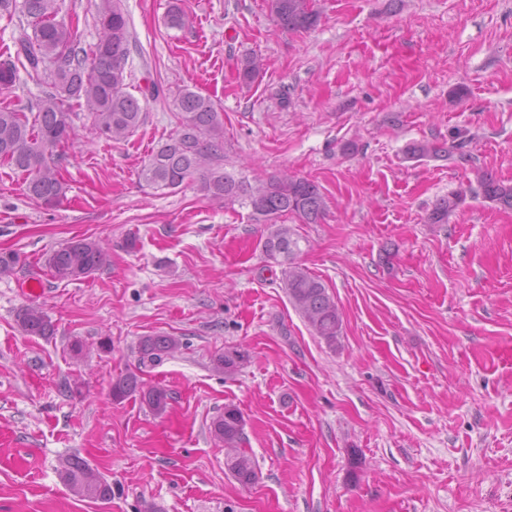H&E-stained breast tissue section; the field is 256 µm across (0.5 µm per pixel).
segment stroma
<instances>
[{
  "instance_id": "1",
  "label": "stroma",
  "mask_w": 512,
  "mask_h": 512,
  "mask_svg": "<svg viewBox=\"0 0 512 512\" xmlns=\"http://www.w3.org/2000/svg\"><path fill=\"white\" fill-rule=\"evenodd\" d=\"M168 2L122 0L129 92L155 81L208 96L228 171L319 186L328 210L297 225L298 261L333 295L342 334L332 347L313 336L247 210L140 185L176 126L169 101L144 103L120 142L78 110L60 204L33 201L0 163V252L20 257L0 276V512H512V210L476 178L512 183V0H319L302 33L277 26L268 0H182L190 22L171 28ZM96 3L63 0L59 14L87 50ZM251 53L263 69L246 85L236 64ZM424 141L464 154L409 158ZM460 190L447 223H428ZM76 236L109 265L53 279L48 256ZM30 304L51 339L19 328ZM155 334L180 346L141 364L139 339ZM228 346L250 354L231 376L213 365ZM129 372L168 391L165 414L113 402ZM228 404L257 466L247 487L209 432ZM70 454L111 500L61 481Z\"/></svg>"
}]
</instances>
